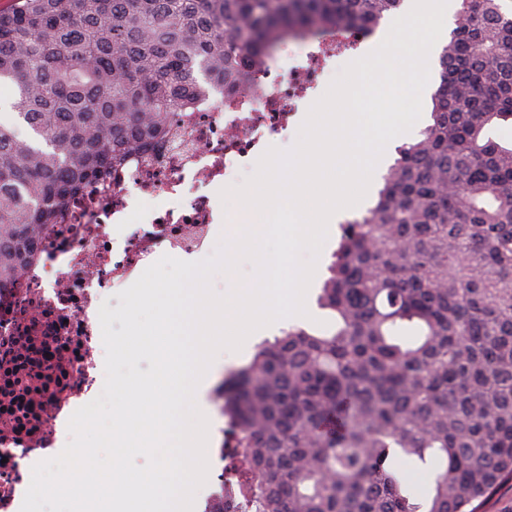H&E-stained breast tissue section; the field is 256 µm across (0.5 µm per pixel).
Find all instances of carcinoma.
<instances>
[{"label": "carcinoma", "mask_w": 512, "mask_h": 512, "mask_svg": "<svg viewBox=\"0 0 512 512\" xmlns=\"http://www.w3.org/2000/svg\"><path fill=\"white\" fill-rule=\"evenodd\" d=\"M403 0H14L0 84V288L76 191L117 170L205 86L259 93L291 38L372 31ZM432 123L341 225L317 303L335 326L260 342L215 391L245 467L220 512H477L512 478V0H459ZM413 326L418 339L396 341ZM433 463L407 493L395 459Z\"/></svg>", "instance_id": "cac0c4a2"}]
</instances>
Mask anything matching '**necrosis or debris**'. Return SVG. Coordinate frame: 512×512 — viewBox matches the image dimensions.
Returning <instances> with one entry per match:
<instances>
[{
	"mask_svg": "<svg viewBox=\"0 0 512 512\" xmlns=\"http://www.w3.org/2000/svg\"><path fill=\"white\" fill-rule=\"evenodd\" d=\"M366 38L343 30L306 42L287 67L263 65L260 96L201 99L192 120L175 121L107 185L75 197L37 259L0 289V512H21L28 473L46 449L62 451L71 415L103 390L106 296L162 256L208 253L229 174L255 170L319 94L330 61Z\"/></svg>",
	"mask_w": 512,
	"mask_h": 512,
	"instance_id": "4bbe7bcc",
	"label": "necrosis or debris"
}]
</instances>
